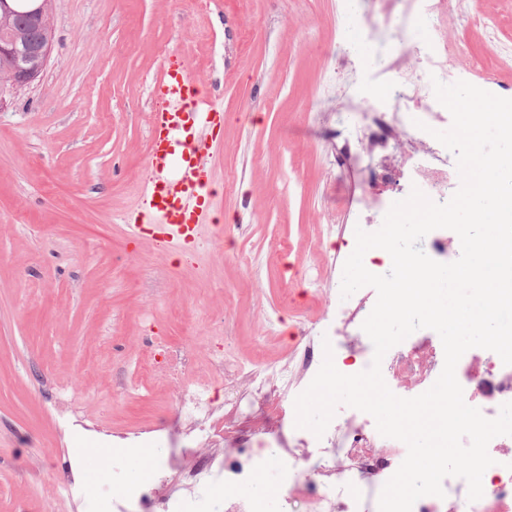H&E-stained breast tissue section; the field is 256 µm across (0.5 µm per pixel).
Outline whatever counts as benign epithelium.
<instances>
[{
  "label": "benign epithelium",
  "mask_w": 512,
  "mask_h": 512,
  "mask_svg": "<svg viewBox=\"0 0 512 512\" xmlns=\"http://www.w3.org/2000/svg\"><path fill=\"white\" fill-rule=\"evenodd\" d=\"M27 23L15 21L14 0H0V93L27 86L45 71L54 42L53 0H28Z\"/></svg>",
  "instance_id": "1"
}]
</instances>
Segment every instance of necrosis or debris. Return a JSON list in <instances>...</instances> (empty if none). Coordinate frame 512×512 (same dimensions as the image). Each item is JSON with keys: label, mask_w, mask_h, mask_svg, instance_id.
<instances>
[{"label": "necrosis or debris", "mask_w": 512, "mask_h": 512, "mask_svg": "<svg viewBox=\"0 0 512 512\" xmlns=\"http://www.w3.org/2000/svg\"><path fill=\"white\" fill-rule=\"evenodd\" d=\"M411 22L415 29L414 60L399 50L400 32L377 33L359 9L360 0H343L337 35L348 51H367L376 66L374 86L360 94L357 81H343L347 109L359 116L348 124L344 145L336 151L337 165L347 156L368 158L370 184L380 182L419 188L443 204L458 188L455 154L438 144L429 127L448 120L449 111L436 99L433 80H468L469 74L448 68L453 45L443 36L444 0H417ZM453 11L463 25L480 31L489 52L512 57V44L502 41L497 23L475 0H455ZM444 365V348L429 340L406 341L396 347L382 368L393 389L412 398L428 390ZM321 366L313 344L295 351L288 363L276 361L247 367L223 355L214 356L211 374L224 380V435L234 439L231 449L214 447L167 448L156 457L151 477L125 484L122 496L91 495L85 485L68 483L70 496L83 501L87 512H214L212 488L224 491V512H266L262 496L251 486L270 468L276 469L294 512H378V497L407 454L406 445L379 434L374 422L354 414L331 422L323 436L296 428L295 414L284 411L285 400L303 392ZM456 378L465 402L487 418H495L504 403L512 402V365L490 350L463 354ZM247 393L252 412L278 414L266 432L263 448L242 434L233 409L240 393ZM494 463L482 478L483 495L469 501L464 479L443 481L444 497L418 499L412 512H512V436H498L488 444Z\"/></svg>", "instance_id": "1"}]
</instances>
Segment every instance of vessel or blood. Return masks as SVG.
<instances>
[{"label": "vessel or blood", "instance_id": "1", "mask_svg": "<svg viewBox=\"0 0 512 512\" xmlns=\"http://www.w3.org/2000/svg\"><path fill=\"white\" fill-rule=\"evenodd\" d=\"M154 107L143 208L132 234L152 232L168 246L194 238L207 218L211 178L197 154L202 131L220 114L203 86L184 68L167 69L152 88Z\"/></svg>", "mask_w": 512, "mask_h": 512}]
</instances>
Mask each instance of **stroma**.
<instances>
[{
	"instance_id": "1",
	"label": "stroma",
	"mask_w": 512,
	"mask_h": 512,
	"mask_svg": "<svg viewBox=\"0 0 512 512\" xmlns=\"http://www.w3.org/2000/svg\"><path fill=\"white\" fill-rule=\"evenodd\" d=\"M337 0H56L40 80L0 106V512H86L62 489L121 487L113 440L169 445L186 417L157 342L194 383L216 351L287 359L304 322L322 345L368 193L336 167L341 121ZM454 63L483 57L504 96L512 67L446 17ZM224 113L200 141L215 189L195 243L160 248L129 226L142 210L151 92L169 63Z\"/></svg>"
}]
</instances>
